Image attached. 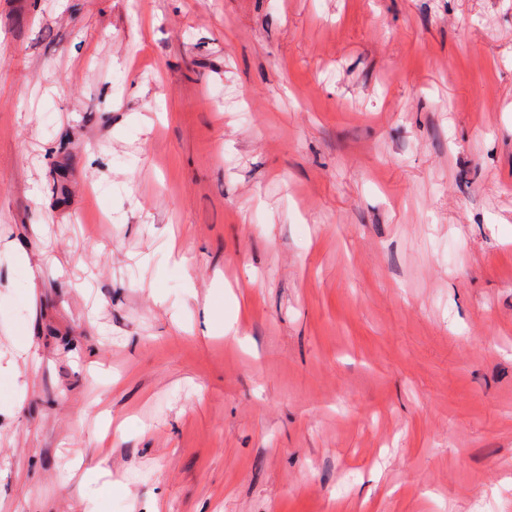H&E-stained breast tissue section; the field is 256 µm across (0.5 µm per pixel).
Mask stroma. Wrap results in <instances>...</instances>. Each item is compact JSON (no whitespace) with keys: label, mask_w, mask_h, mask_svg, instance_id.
Instances as JSON below:
<instances>
[{"label":"stroma","mask_w":512,"mask_h":512,"mask_svg":"<svg viewBox=\"0 0 512 512\" xmlns=\"http://www.w3.org/2000/svg\"><path fill=\"white\" fill-rule=\"evenodd\" d=\"M0 512H512V0H0Z\"/></svg>","instance_id":"35a3bbf8"}]
</instances>
